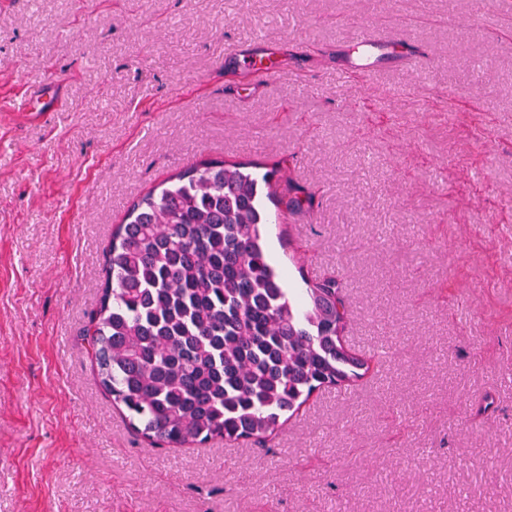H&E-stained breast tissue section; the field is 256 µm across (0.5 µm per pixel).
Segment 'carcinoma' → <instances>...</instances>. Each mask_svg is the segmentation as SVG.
Returning <instances> with one entry per match:
<instances>
[{"instance_id": "1", "label": "carcinoma", "mask_w": 512, "mask_h": 512, "mask_svg": "<svg viewBox=\"0 0 512 512\" xmlns=\"http://www.w3.org/2000/svg\"><path fill=\"white\" fill-rule=\"evenodd\" d=\"M262 175L208 161L136 201L112 235L99 307L84 329L102 387L160 448L216 438L262 444L313 392L352 387L380 362L346 344L345 287L286 286L266 251ZM285 193L276 206L313 203Z\"/></svg>"}]
</instances>
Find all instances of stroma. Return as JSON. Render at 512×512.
Instances as JSON below:
<instances>
[{
	"label": "stroma",
	"mask_w": 512,
	"mask_h": 512,
	"mask_svg": "<svg viewBox=\"0 0 512 512\" xmlns=\"http://www.w3.org/2000/svg\"><path fill=\"white\" fill-rule=\"evenodd\" d=\"M360 25L421 65L342 73ZM289 156L314 208L267 242L343 280L380 371L267 447H157L80 337L112 230ZM0 512H512V0H0Z\"/></svg>",
	"instance_id": "stroma-1"
}]
</instances>
